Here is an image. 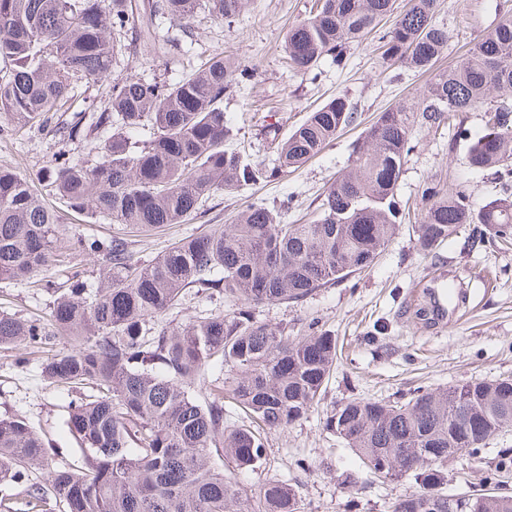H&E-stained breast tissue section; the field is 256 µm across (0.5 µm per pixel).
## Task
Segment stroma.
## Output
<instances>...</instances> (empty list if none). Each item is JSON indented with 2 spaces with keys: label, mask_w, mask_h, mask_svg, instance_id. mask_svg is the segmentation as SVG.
I'll use <instances>...</instances> for the list:
<instances>
[{
  "label": "stroma",
  "mask_w": 512,
  "mask_h": 512,
  "mask_svg": "<svg viewBox=\"0 0 512 512\" xmlns=\"http://www.w3.org/2000/svg\"><path fill=\"white\" fill-rule=\"evenodd\" d=\"M312 0H248L232 22L197 12L189 21L193 42L188 53L155 58L127 48L109 80L83 84L81 98H108L113 79L133 74L151 79L180 78L189 66L216 53L235 55L253 70L250 83L226 97L224 111L233 128L231 147L253 160L272 161L268 144L272 137H286L309 112L326 101L343 96L361 115L359 127H349L320 154L297 170L235 193H217L204 211L182 224L141 233L112 223L102 216L64 213L61 243L83 236L103 242L128 238L135 256L147 263L179 239L196 236L213 224H231L256 198L287 202L284 221L305 224L313 220L321 194L350 163L352 144L362 136V125L397 100L418 94L427 79L409 70L387 65L376 36L352 46L349 63L337 68L324 57L315 75H301L285 62L288 28L309 15ZM512 0H438L436 21L447 27L452 62L505 12ZM0 116V165L27 177L46 203L55 196L44 173L59 151L75 159H100L107 134L87 130L77 139L60 141L54 132L6 131ZM481 113L463 116L461 129L447 126L418 127L417 144L399 182L398 194L418 212L428 183L463 184L474 207L491 200H512V177L492 171H475L467 164L471 142L482 134ZM471 225L440 245L435 254L416 248L414 222L402 224L392 243L360 274L317 289L295 303L262 305L258 321L274 327H303L318 320L338 339L340 358L320 401L306 418L284 429L267 433V455L260 468L246 474L243 483L257 488L271 482L296 485L304 512H390L394 499L413 489V481H384L362 477L357 485L344 484L347 474L360 469L347 443L325 427L327 415L351 397L404 401L414 387L448 388L475 378L512 376V246L488 242L469 248ZM80 275L96 287L98 262L86 255L72 262L54 264L47 272L22 281H0V310L24 317H47L52 291ZM461 275L472 282L467 307L447 326L423 325L414 316L417 300L432 282ZM233 302L224 297L187 289L177 305L154 321V330L173 328L210 313L231 312ZM71 390L44 377L39 354H27L25 346L0 351V417H24L44 439L54 461L77 459L78 444L67 426ZM512 456V428L490 439L473 458L448 465V495L460 497L492 483L496 465ZM308 469H301V462Z\"/></svg>",
  "instance_id": "1"
}]
</instances>
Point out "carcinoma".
I'll list each match as a JSON object with an SVG mask.
<instances>
[{
	"mask_svg": "<svg viewBox=\"0 0 512 512\" xmlns=\"http://www.w3.org/2000/svg\"><path fill=\"white\" fill-rule=\"evenodd\" d=\"M247 0H0V112L18 129H43L76 99L81 82L107 79L125 47L129 22L140 23L143 51L155 52V23L184 28L198 8L230 22ZM437 0H410L381 36L383 59L430 74L417 96L379 112L353 146L348 169L324 191L309 224H284L264 201L246 206L235 223L185 237L147 264L130 242L108 246L78 238L73 254L99 256L98 285L76 279L53 289L49 319L0 312V348L45 346L42 373L71 388L89 385L69 405L67 425L79 460L52 465L43 439L19 416L0 417V487L41 469L47 484L29 485L22 512L55 502L61 512H303L298 487L283 482L248 493L240 477L265 459L264 430L306 418L336 368V336H293L259 322V305L297 302L318 288L366 271L398 233L404 209L398 184L416 148L413 128H434L465 112L486 115L485 133L467 161L477 170L512 162V15L483 34L454 64L436 63L448 49V29L435 23ZM394 12V0H318L309 18L288 28L285 52L299 74L330 55L344 65L348 50ZM252 71L222 54L191 67L175 82L127 76L100 104L74 113L61 137L112 128L99 161L64 155L48 171L55 195L74 213L107 216L115 224L154 230L182 224L218 192H234L298 169L346 128L357 109L337 97L309 113L277 141L274 166L227 147L224 97ZM150 126L156 136L139 145ZM416 227L420 251L432 254L464 224H479L471 245L490 234L512 241V201L496 199L476 212L463 187L432 183L422 193ZM61 215L15 170L0 166V280L21 281L56 261ZM215 290L238 301L231 315L199 317L147 337L183 291ZM67 336L57 350L51 340ZM227 372L224 386L200 402L191 387L211 366ZM233 401L249 424L224 425ZM325 426L346 441L369 474L414 480L391 512H512V495L475 493L448 500V449L474 455L512 427V380H470L446 389L417 387L405 402L354 397ZM231 465L226 471L215 459Z\"/></svg>",
	"mask_w": 512,
	"mask_h": 512,
	"instance_id": "carcinoma-1",
	"label": "carcinoma"
}]
</instances>
